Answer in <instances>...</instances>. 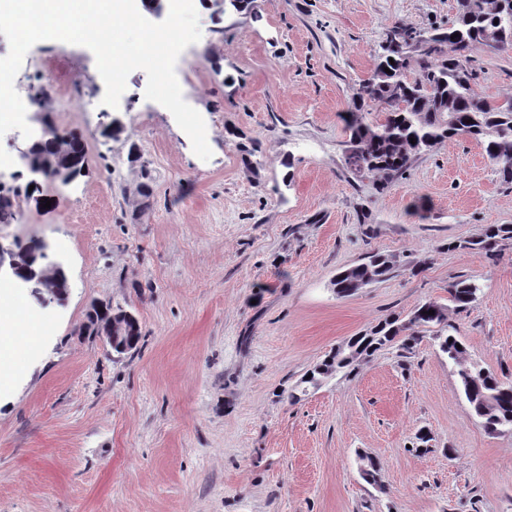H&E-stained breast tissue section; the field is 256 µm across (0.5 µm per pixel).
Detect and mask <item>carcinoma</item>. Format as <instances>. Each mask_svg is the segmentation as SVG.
Wrapping results in <instances>:
<instances>
[{
    "label": "carcinoma",
    "mask_w": 512,
    "mask_h": 512,
    "mask_svg": "<svg viewBox=\"0 0 512 512\" xmlns=\"http://www.w3.org/2000/svg\"><path fill=\"white\" fill-rule=\"evenodd\" d=\"M385 36L388 44L377 54L372 74L353 94L354 114L348 121V164L372 178L383 193L394 179L406 173L417 154L454 137L466 136L482 143L498 166L503 183L512 185V111L479 96L475 85L480 73L478 53L484 48L512 50V5L498 0H458L457 16L448 27L421 28L396 23ZM381 107V118L365 122L359 113ZM416 143H411V140ZM67 154L77 174L84 163L82 143L51 130L32 143L33 160ZM512 239V224H490L484 234L467 241L494 260L498 240ZM395 266L393 257L375 253L367 262L336 273L332 286L339 296L385 279ZM479 286L468 279L448 289V304L424 303L407 319H388L370 331L351 337L310 369L288 398L298 399L327 379L349 369L362 356L388 345L410 350L432 326L448 327V310L463 312L477 298ZM434 314L429 315L427 311ZM112 335L119 337L113 351L136 349L141 328L136 317L117 321ZM439 351L455 365L458 383L471 411L490 433L512 430V383L502 381L483 366H475L457 337L436 335Z\"/></svg>",
    "instance_id": "obj_1"
}]
</instances>
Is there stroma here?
Listing matches in <instances>:
<instances>
[{
  "mask_svg": "<svg viewBox=\"0 0 512 512\" xmlns=\"http://www.w3.org/2000/svg\"><path fill=\"white\" fill-rule=\"evenodd\" d=\"M457 0H251L207 5L175 72L203 117L209 160L136 70L104 105L93 52L35 44L14 86L76 75L44 126L80 139L85 167L39 178L0 243H45L63 300L0 276L49 332L0 390V512H512V431L473 416L433 332L387 346L297 402L303 375L351 336L475 281L450 313L469 354L512 382V239L498 260L465 248L512 224L483 146L457 137L415 157L386 192L347 164L355 88L396 22L451 23ZM476 87L512 99V50L484 51ZM20 131L0 136V184L27 185ZM379 251L385 279L338 296L337 272ZM131 312L136 350L92 333ZM426 433V446L417 436ZM380 465V485L360 475ZM478 290L479 286L474 281L458 280L448 289V302L453 310L463 312L476 300Z\"/></svg>",
  "mask_w": 512,
  "mask_h": 512,
  "instance_id": "1",
  "label": "stroma"
}]
</instances>
